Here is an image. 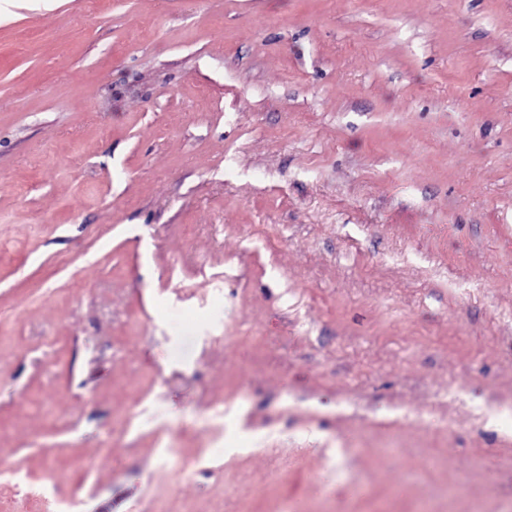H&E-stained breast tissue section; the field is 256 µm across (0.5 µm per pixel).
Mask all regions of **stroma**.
Returning a JSON list of instances; mask_svg holds the SVG:
<instances>
[{
    "label": "stroma",
    "instance_id": "35a3bbf8",
    "mask_svg": "<svg viewBox=\"0 0 512 512\" xmlns=\"http://www.w3.org/2000/svg\"><path fill=\"white\" fill-rule=\"evenodd\" d=\"M71 500L512 512V0H0V512Z\"/></svg>",
    "mask_w": 512,
    "mask_h": 512
}]
</instances>
